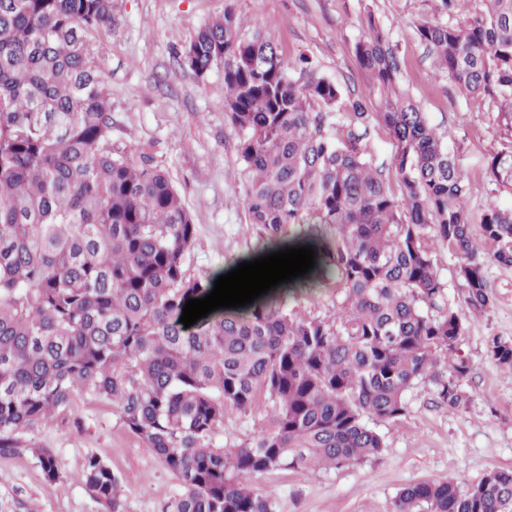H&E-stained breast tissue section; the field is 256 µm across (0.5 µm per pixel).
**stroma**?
I'll return each instance as SVG.
<instances>
[{
    "mask_svg": "<svg viewBox=\"0 0 512 512\" xmlns=\"http://www.w3.org/2000/svg\"><path fill=\"white\" fill-rule=\"evenodd\" d=\"M116 21L94 32L103 47L99 68L112 101V144L134 147L168 172L196 228L186 257L188 275L236 268L262 245L247 224L237 176L236 135L224 117V68L196 78L176 59L194 34L232 6L245 30L272 35L288 60L311 57L321 73L355 90L372 112L382 104L353 55L374 17L397 45L405 86L443 136L470 181L472 213L490 205L512 207V189L490 174L498 151L512 150V127L488 101L465 97L419 43L414 24L434 16L435 0H114ZM495 304L467 318L461 344L472 369L467 409L456 412L435 399L430 386L407 393L409 410L374 428L381 456L352 466L306 474L276 471L257 477L254 490L275 512H392L397 491L415 481L455 480L460 489L490 471L512 469V375L485 357L488 336L512 338V268L489 264ZM81 430L51 423L24 433L25 448L0 456V512H102L76 479L89 456L104 461L123 481L125 512H160L178 490L174 476L150 448L131 435L111 405L78 398ZM270 427L264 401L227 413L213 436L218 448L251 443ZM53 451L66 479L47 481L33 456Z\"/></svg>",
    "mask_w": 512,
    "mask_h": 512,
    "instance_id": "1",
    "label": "stroma"
}]
</instances>
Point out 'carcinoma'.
Returning a JSON list of instances; mask_svg holds the SVG:
<instances>
[{"label": "carcinoma", "mask_w": 512, "mask_h": 512, "mask_svg": "<svg viewBox=\"0 0 512 512\" xmlns=\"http://www.w3.org/2000/svg\"><path fill=\"white\" fill-rule=\"evenodd\" d=\"M484 2L464 21L420 20L416 34L457 87L512 123V0ZM113 18L112 0H0V455L25 447L21 435L41 422L80 427L82 395L112 405L175 475L180 490L162 512H274L251 479L380 456L368 420L405 416L413 385L467 408L460 308L493 307L486 267L512 268V209L469 211L470 183L403 87L389 33L370 18L353 47L382 94L377 112L309 57L291 64L271 36L243 31L230 8L179 51L199 79L224 67L246 223L277 251L314 247V268L294 282L343 297L333 319L307 317L283 308L281 284L187 328L184 305L217 276L186 274L196 228L168 173L112 146L90 36ZM375 123L395 144L390 176L366 153ZM491 172L511 188L512 151ZM437 246L459 260L457 301ZM485 353L512 373L511 338L490 337ZM259 394L271 429L213 447L224 416ZM32 453L48 481L64 479L49 449ZM77 480L103 512H125L122 480L101 459L89 457ZM393 512H512V469L465 491L409 483Z\"/></svg>", "instance_id": "carcinoma-1"}]
</instances>
